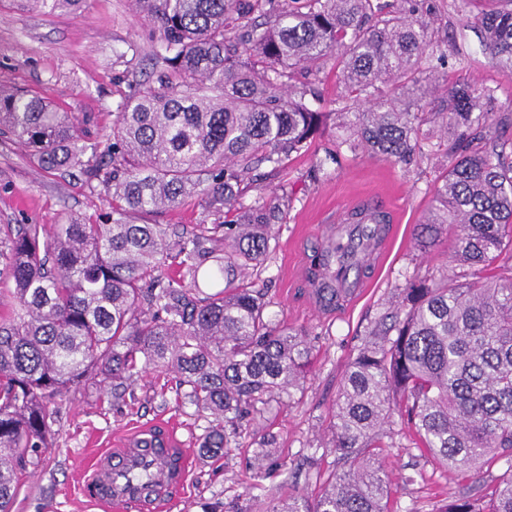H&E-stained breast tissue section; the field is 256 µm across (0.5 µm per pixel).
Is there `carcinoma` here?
Listing matches in <instances>:
<instances>
[{
  "instance_id": "carcinoma-1",
  "label": "carcinoma",
  "mask_w": 512,
  "mask_h": 512,
  "mask_svg": "<svg viewBox=\"0 0 512 512\" xmlns=\"http://www.w3.org/2000/svg\"><path fill=\"white\" fill-rule=\"evenodd\" d=\"M28 11L77 13L85 0H13ZM480 17L483 42L512 65V0ZM159 23L151 79L125 98L105 154L78 117L38 94L0 86V145L24 147L40 170L97 183L120 204L104 224L0 227V512H11L27 465L53 447L58 405L100 375L119 397L147 370L179 375L183 396L212 416L200 449L219 460L242 447V424L291 395L311 363L305 334L267 312L242 274L267 261L288 209L271 195L240 198L257 167L277 168L319 133L327 113L309 86L292 84L336 58L345 105L340 128L368 155L409 160L440 133L448 168L419 225L426 253L444 226L452 251L478 267L462 279L409 280L403 315L391 316L351 362L336 403L335 448L349 470L314 504L290 497L269 512H388L374 453L398 413L450 471L481 468L512 451V142H486L492 96L448 90L443 108L423 98L436 81L430 22L381 0H147ZM200 197L219 224L178 233L137 224ZM348 263L328 249L314 267ZM275 436L259 442L260 481L278 466ZM461 492L435 512H512V461L491 486Z\"/></svg>"
}]
</instances>
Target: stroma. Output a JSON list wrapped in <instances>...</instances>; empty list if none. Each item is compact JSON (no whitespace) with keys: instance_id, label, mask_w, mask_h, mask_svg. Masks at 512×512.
I'll list each match as a JSON object with an SVG mask.
<instances>
[{"instance_id":"35a3bbf8","label":"stroma","mask_w":512,"mask_h":512,"mask_svg":"<svg viewBox=\"0 0 512 512\" xmlns=\"http://www.w3.org/2000/svg\"><path fill=\"white\" fill-rule=\"evenodd\" d=\"M431 21L433 46L443 58L439 83L427 100L437 111L448 89L470 85L494 94L495 121L483 131L490 140H512V67L485 48L480 7L473 0H417ZM159 30L136 0H86L78 14L17 10L0 0V85L49 97L63 112L88 114L92 131H108L133 79H147ZM448 163L442 153L423 151L409 164L341 146L327 121L307 148L291 154L264 183L287 193L286 223L276 225L275 248L262 268L244 282L264 289L268 311L304 331L312 364L292 398L272 404L243 425L242 445L215 461L198 449L210 420L197 415L176 388L172 372H150L131 394L114 399L107 384H87L66 404L56 423L54 446L29 466L12 512H96L78 491L81 466L94 450L126 429L156 420L173 421L196 463L188 487L169 512H202L220 502L225 512H265L288 496L315 499L333 476L349 467L334 450L333 415L342 378L378 318L397 310L399 290L412 278L440 279L449 272L450 243L430 253L416 246L417 226L430 210ZM372 199L396 214L399 232L381 278L348 310L316 315L307 285L295 271L323 244L322 231L353 199ZM112 209L103 190L43 173L18 145L0 146V224H56L72 216L94 222ZM277 437L279 471L255 484L252 467L264 432ZM377 453L389 479V512H433L442 500L501 476L505 460L479 472H450L423 448L414 433L391 419Z\"/></svg>"}]
</instances>
